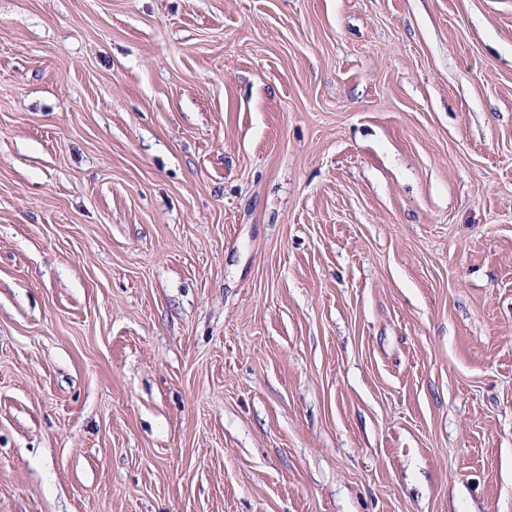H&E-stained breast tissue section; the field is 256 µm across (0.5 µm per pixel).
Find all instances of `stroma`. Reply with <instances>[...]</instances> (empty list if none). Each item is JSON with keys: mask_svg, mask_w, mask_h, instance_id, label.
<instances>
[{"mask_svg": "<svg viewBox=\"0 0 512 512\" xmlns=\"http://www.w3.org/2000/svg\"><path fill=\"white\" fill-rule=\"evenodd\" d=\"M0 512H512V0H0Z\"/></svg>", "mask_w": 512, "mask_h": 512, "instance_id": "obj_1", "label": "stroma"}]
</instances>
